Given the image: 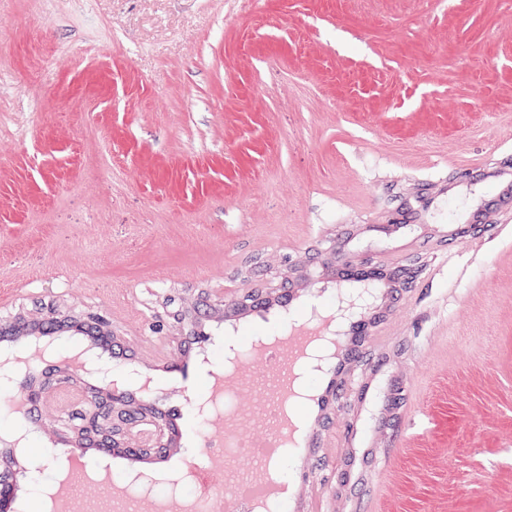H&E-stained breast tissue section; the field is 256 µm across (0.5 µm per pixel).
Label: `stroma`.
Instances as JSON below:
<instances>
[{
  "label": "stroma",
  "instance_id": "obj_1",
  "mask_svg": "<svg viewBox=\"0 0 512 512\" xmlns=\"http://www.w3.org/2000/svg\"><path fill=\"white\" fill-rule=\"evenodd\" d=\"M332 239L425 267L379 305L346 417L308 399L332 367L298 363L288 512H512V0H0V316L100 306L133 351L115 369L168 366L181 449L142 483L200 462L177 393L205 397L228 346L252 438L242 339L313 332L336 284L213 330L207 367L148 315Z\"/></svg>",
  "mask_w": 512,
  "mask_h": 512
}]
</instances>
